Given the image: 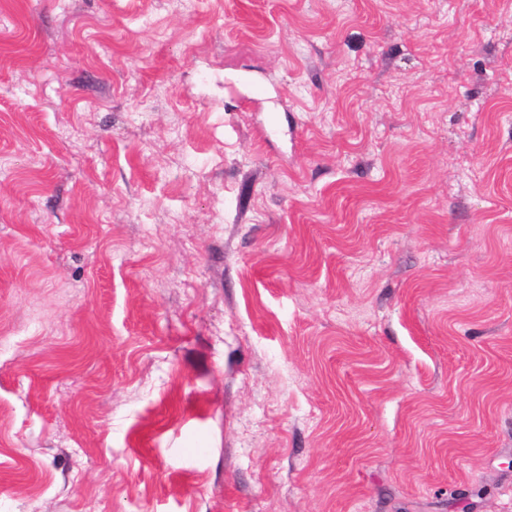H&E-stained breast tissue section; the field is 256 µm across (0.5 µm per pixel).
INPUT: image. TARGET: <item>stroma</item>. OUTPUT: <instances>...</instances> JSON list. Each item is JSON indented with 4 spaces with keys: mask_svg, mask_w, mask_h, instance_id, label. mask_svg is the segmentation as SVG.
<instances>
[{
    "mask_svg": "<svg viewBox=\"0 0 512 512\" xmlns=\"http://www.w3.org/2000/svg\"><path fill=\"white\" fill-rule=\"evenodd\" d=\"M0 512H512V0H0Z\"/></svg>",
    "mask_w": 512,
    "mask_h": 512,
    "instance_id": "35a3bbf8",
    "label": "stroma"
}]
</instances>
